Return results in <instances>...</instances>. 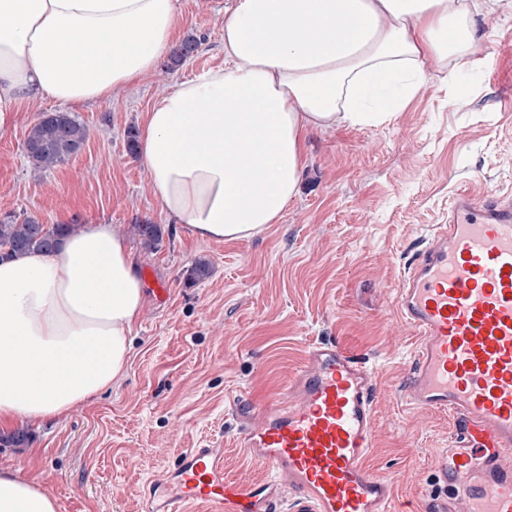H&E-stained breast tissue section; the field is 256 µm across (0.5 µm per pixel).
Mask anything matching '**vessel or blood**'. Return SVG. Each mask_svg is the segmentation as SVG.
<instances>
[{
    "mask_svg": "<svg viewBox=\"0 0 512 512\" xmlns=\"http://www.w3.org/2000/svg\"><path fill=\"white\" fill-rule=\"evenodd\" d=\"M396 309L420 337L407 402L451 416L438 452L447 494L427 512H512V201L458 192ZM375 386L340 345H314L238 434L268 480L229 481L223 449L188 448L149 482L146 512H392L391 482L366 464Z\"/></svg>",
    "mask_w": 512,
    "mask_h": 512,
    "instance_id": "obj_1",
    "label": "vessel or blood"
}]
</instances>
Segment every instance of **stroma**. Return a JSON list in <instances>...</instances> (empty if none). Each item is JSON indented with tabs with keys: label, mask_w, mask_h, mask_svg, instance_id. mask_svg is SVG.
<instances>
[{
	"label": "stroma",
	"mask_w": 512,
	"mask_h": 512,
	"mask_svg": "<svg viewBox=\"0 0 512 512\" xmlns=\"http://www.w3.org/2000/svg\"><path fill=\"white\" fill-rule=\"evenodd\" d=\"M232 2L177 0L179 35L199 47L174 70L159 68L114 99H44L0 134V219L114 225L145 294L123 374L64 418L21 422L30 441L0 446V468L36 478L58 512H143L146 483L185 448L223 449L227 480H264L238 430L256 403L286 390L309 345L333 341L377 379L368 466L392 480L397 502L426 507L443 491L435 451L450 441V418L402 397L420 338L394 301L456 192L512 198V7L475 19L471 66L460 76L467 97L434 70L390 123L314 130L300 190L279 223L248 239L199 241L160 210L126 132L165 87L223 67ZM66 111L87 128L83 149L33 170L29 129ZM144 220L163 232L151 253L130 234ZM200 258L212 274L195 283L188 271Z\"/></svg>",
	"instance_id": "35a3bbf8"
}]
</instances>
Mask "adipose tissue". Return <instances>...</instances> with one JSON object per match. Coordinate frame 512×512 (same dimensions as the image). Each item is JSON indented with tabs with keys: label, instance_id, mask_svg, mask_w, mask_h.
<instances>
[{
	"label": "adipose tissue",
	"instance_id": "ef3b65f1",
	"mask_svg": "<svg viewBox=\"0 0 512 512\" xmlns=\"http://www.w3.org/2000/svg\"><path fill=\"white\" fill-rule=\"evenodd\" d=\"M500 0H234L224 65L161 94L140 151L161 210L202 241L279 223L314 129L390 122L430 71L468 69L475 17ZM176 0H0V133L45 98L84 105L156 73ZM144 287L127 240L87 224L0 262V426L45 421L124 371ZM0 512H57L0 469Z\"/></svg>",
	"mask_w": 512,
	"mask_h": 512
}]
</instances>
